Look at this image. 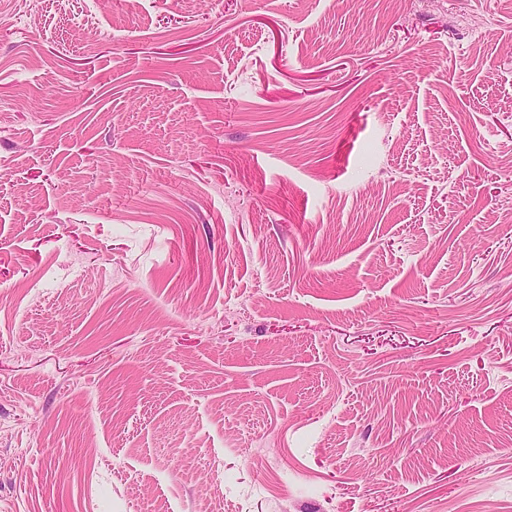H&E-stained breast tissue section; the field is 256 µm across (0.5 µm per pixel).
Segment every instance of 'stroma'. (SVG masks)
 <instances>
[{
  "label": "stroma",
  "instance_id": "stroma-1",
  "mask_svg": "<svg viewBox=\"0 0 512 512\" xmlns=\"http://www.w3.org/2000/svg\"><path fill=\"white\" fill-rule=\"evenodd\" d=\"M0 512H512V0H0Z\"/></svg>",
  "mask_w": 512,
  "mask_h": 512
}]
</instances>
